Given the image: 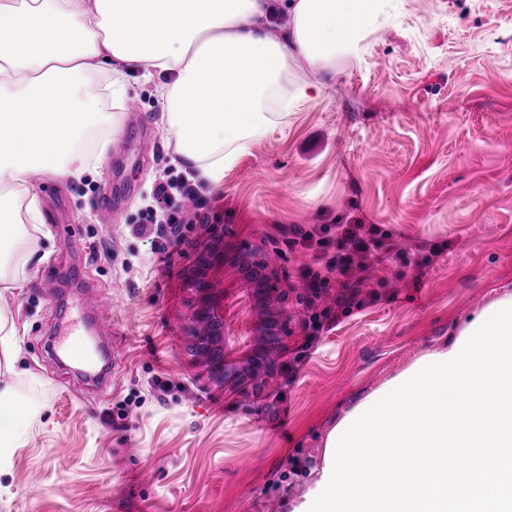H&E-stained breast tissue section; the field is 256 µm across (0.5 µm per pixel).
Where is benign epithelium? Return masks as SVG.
<instances>
[{"instance_id": "benign-epithelium-1", "label": "benign epithelium", "mask_w": 512, "mask_h": 512, "mask_svg": "<svg viewBox=\"0 0 512 512\" xmlns=\"http://www.w3.org/2000/svg\"><path fill=\"white\" fill-rule=\"evenodd\" d=\"M262 251L260 246H246L231 264L234 281L248 302L253 336L246 343L247 350L242 357L230 359L227 353L221 354L226 386L245 377L254 379L270 373L282 339L290 333L293 314L287 292L279 274L265 264ZM220 265L221 256L216 254L214 260L190 276V286L198 293L192 335L195 348L208 363L215 343L210 326L216 324L209 272Z\"/></svg>"}]
</instances>
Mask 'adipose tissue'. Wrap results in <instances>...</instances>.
<instances>
[{"instance_id": "obj_1", "label": "adipose tissue", "mask_w": 512, "mask_h": 512, "mask_svg": "<svg viewBox=\"0 0 512 512\" xmlns=\"http://www.w3.org/2000/svg\"><path fill=\"white\" fill-rule=\"evenodd\" d=\"M393 0H0V178L15 192L27 175L66 180L93 168L76 140L90 124L78 82L108 71L113 132L140 64L173 75L161 118L181 161L220 184L291 107L319 97L320 84H288L289 70L335 71L365 34L382 25ZM290 21L278 37L269 20ZM16 327L0 308V467L32 418L33 404L11 381Z\"/></svg>"}]
</instances>
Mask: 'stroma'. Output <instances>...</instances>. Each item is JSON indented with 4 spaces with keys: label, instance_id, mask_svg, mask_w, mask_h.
Instances as JSON below:
<instances>
[{
    "label": "stroma",
    "instance_id": "35a3bbf8",
    "mask_svg": "<svg viewBox=\"0 0 512 512\" xmlns=\"http://www.w3.org/2000/svg\"><path fill=\"white\" fill-rule=\"evenodd\" d=\"M301 79L322 94L204 185L208 221L179 225L170 258L135 231L155 183L184 176L142 70L139 109L95 172L29 181L45 221L0 258V306L21 338L13 380L39 413L0 473V512H290L354 401L512 292V0H395L359 58L288 75ZM106 193L118 210L101 224ZM320 224L381 225L396 254L362 281L311 287L313 257L290 241ZM216 239L228 260L262 246L284 276L291 332L259 384L225 385L194 349L187 279ZM211 278L227 331L246 339L244 293L224 270ZM86 293L112 323L100 388L50 347Z\"/></svg>",
    "mask_w": 512,
    "mask_h": 512
}]
</instances>
